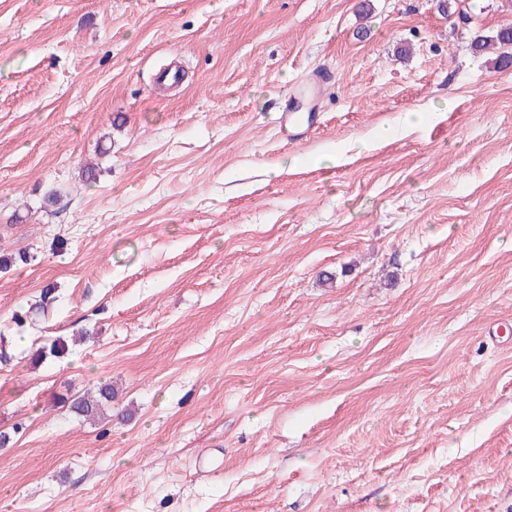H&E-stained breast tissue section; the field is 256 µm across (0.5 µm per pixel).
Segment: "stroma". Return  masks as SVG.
<instances>
[{
    "mask_svg": "<svg viewBox=\"0 0 512 512\" xmlns=\"http://www.w3.org/2000/svg\"><path fill=\"white\" fill-rule=\"evenodd\" d=\"M506 25L0 0V512H512ZM476 52H485L493 48H512V27L500 28L494 35L476 36L473 43ZM113 391L111 384H104L95 396L79 397L70 403V409L85 419H93L103 414L106 407L112 406Z\"/></svg>",
    "mask_w": 512,
    "mask_h": 512,
    "instance_id": "stroma-1",
    "label": "stroma"
}]
</instances>
